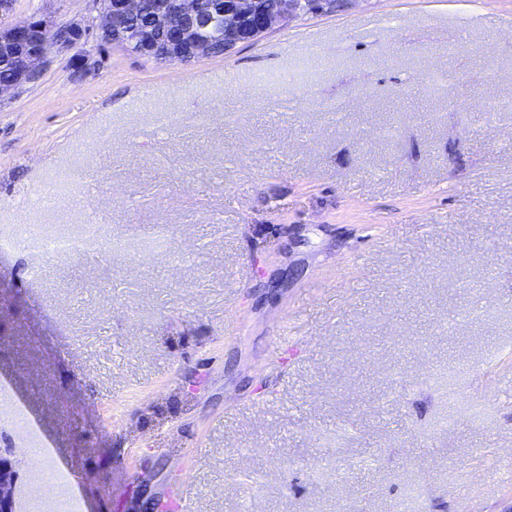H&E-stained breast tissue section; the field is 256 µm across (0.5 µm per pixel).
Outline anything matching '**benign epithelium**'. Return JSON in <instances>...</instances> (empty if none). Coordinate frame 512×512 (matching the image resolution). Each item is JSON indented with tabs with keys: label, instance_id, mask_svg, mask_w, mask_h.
I'll return each mask as SVG.
<instances>
[{
	"label": "benign epithelium",
	"instance_id": "benign-epithelium-1",
	"mask_svg": "<svg viewBox=\"0 0 512 512\" xmlns=\"http://www.w3.org/2000/svg\"><path fill=\"white\" fill-rule=\"evenodd\" d=\"M302 0H281L280 8L269 12L260 0H215L205 6L201 0H152L143 11L144 0H93L97 15L91 24L53 26L42 15L25 21L0 24V49H10L11 77L0 83V95L34 81L49 61L51 50L70 51L87 37H111V45H125L130 22L148 14L149 25L141 35L140 52L163 63L189 62L200 57L223 56L242 43H250L298 14ZM224 19V49L198 38L199 30L215 18ZM76 72L97 68L101 59L89 52L71 57ZM15 467L0 455V512H14Z\"/></svg>",
	"mask_w": 512,
	"mask_h": 512
}]
</instances>
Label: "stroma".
I'll use <instances>...</instances> for the list:
<instances>
[{
	"label": "stroma",
	"mask_w": 512,
	"mask_h": 512,
	"mask_svg": "<svg viewBox=\"0 0 512 512\" xmlns=\"http://www.w3.org/2000/svg\"><path fill=\"white\" fill-rule=\"evenodd\" d=\"M511 17L342 0L188 64L55 51L1 96L15 512H70L32 497L47 437L86 512H506Z\"/></svg>",
	"instance_id": "1"
}]
</instances>
